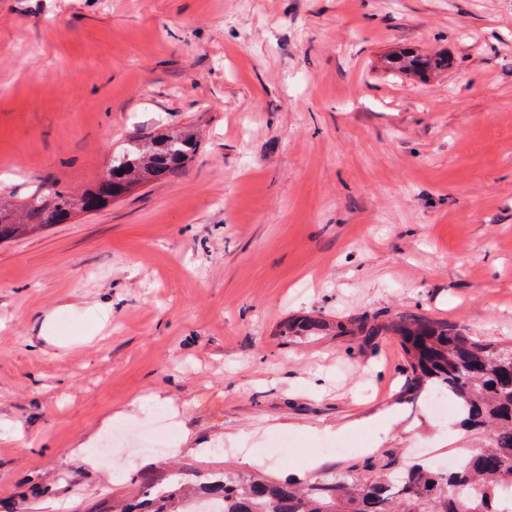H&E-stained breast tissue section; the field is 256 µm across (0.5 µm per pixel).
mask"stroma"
<instances>
[{"label": "stroma", "mask_w": 512, "mask_h": 512, "mask_svg": "<svg viewBox=\"0 0 512 512\" xmlns=\"http://www.w3.org/2000/svg\"><path fill=\"white\" fill-rule=\"evenodd\" d=\"M405 49L449 66L399 72ZM182 129L176 175L0 243V512H112L175 465L447 458L448 421L400 395L399 336L280 324L512 338V0H0V195L82 193L128 138ZM157 393L161 452L81 461L131 401L147 428ZM355 433L369 448L319 449ZM284 434L304 458L267 453ZM335 327L322 319L309 318L302 320H288L282 324L280 336H323L327 331H333Z\"/></svg>", "instance_id": "35a3bbf8"}]
</instances>
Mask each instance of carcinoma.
Masks as SVG:
<instances>
[{"instance_id":"1","label":"carcinoma","mask_w":512,"mask_h":512,"mask_svg":"<svg viewBox=\"0 0 512 512\" xmlns=\"http://www.w3.org/2000/svg\"><path fill=\"white\" fill-rule=\"evenodd\" d=\"M390 64L422 74L448 66V60L400 52ZM196 146L187 130L150 144L135 141L112 156L111 177L80 196L57 188L32 193L20 208L0 203V242L25 234L26 225L63 223L86 198L102 206L120 196L131 175L137 185L162 181L185 167ZM333 329L372 339L383 326L361 318L333 327L309 318L282 324L280 335L323 336ZM391 330L404 351L403 394L418 399L441 390L457 407V431L465 437L458 467L393 459L364 477L331 471L302 482L231 471L201 481L196 473L178 472L162 481L144 478L141 500L120 512H512L506 510L512 500V342L482 340L426 318L400 316Z\"/></svg>"}]
</instances>
